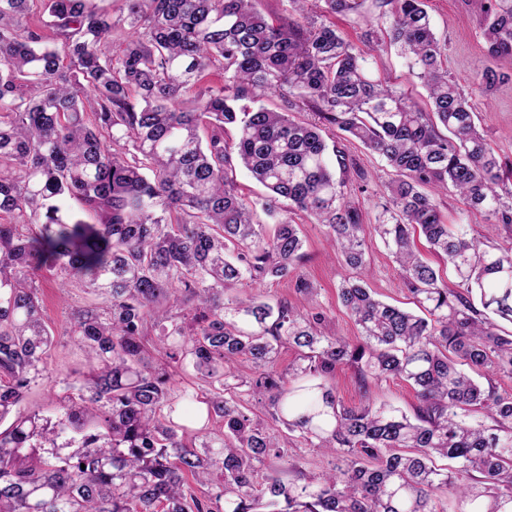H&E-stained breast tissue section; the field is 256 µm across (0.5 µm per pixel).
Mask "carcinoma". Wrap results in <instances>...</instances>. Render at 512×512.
Returning <instances> with one entry per match:
<instances>
[{
	"label": "carcinoma",
	"instance_id": "carcinoma-1",
	"mask_svg": "<svg viewBox=\"0 0 512 512\" xmlns=\"http://www.w3.org/2000/svg\"><path fill=\"white\" fill-rule=\"evenodd\" d=\"M256 2L0 0V512H445L444 488L467 512H512V395L494 386L512 377V334L488 317L512 323V246L481 247L437 201L454 193L511 225L512 189L448 78L426 0H373L388 26L364 38L400 48L428 112L373 77L306 0H289L297 17L277 24ZM322 2L349 16L363 0ZM480 28L495 66L475 90L488 95L512 77V0H487ZM266 92L284 111L237 105ZM295 109L313 120H294ZM344 136L393 172L374 231L414 311L365 286L364 215L347 192L365 173ZM238 167L268 190L267 214L286 200L324 227L351 271L338 297L356 340L323 335L318 307L224 297L305 259L299 225L284 219L269 234L255 220ZM48 275L95 296L70 316L88 372L55 422L21 410L47 371ZM151 330L164 349L155 366ZM285 345L301 360L286 374L276 364ZM180 362L203 382L195 420L222 419V436L174 419L168 368ZM342 366L363 387L410 383L414 415L344 406L330 383ZM264 399L271 427L249 414ZM298 444L338 463L318 479L261 476Z\"/></svg>",
	"mask_w": 512,
	"mask_h": 512
}]
</instances>
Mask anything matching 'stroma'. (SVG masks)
<instances>
[{"label": "stroma", "instance_id": "obj_1", "mask_svg": "<svg viewBox=\"0 0 512 512\" xmlns=\"http://www.w3.org/2000/svg\"><path fill=\"white\" fill-rule=\"evenodd\" d=\"M486 0H428V11L438 35L447 41L448 51L444 61L449 75L466 94L471 95L478 114V124L488 134L504 161L512 163V79L497 85L493 93L483 97L475 94L474 82L482 71L491 66L481 35L480 19ZM370 69L374 75L389 78L394 87L411 90L417 101H424L427 93L418 79L409 74L405 59L396 47L373 52ZM349 152L357 159L367 175L366 185H352L351 195L366 215L367 223H374L386 198L384 184L390 178V169L383 158L367 152L357 141L347 143ZM439 202L449 223L468 225L472 237L481 246L512 243V226L488 223L484 214L473 210L458 196L440 197ZM294 218L305 240L304 262L296 273L310 280L318 290L309 298L295 293L292 278L266 281L259 293L269 303L289 301L306 311L322 308L327 316L324 330L332 336L355 337L358 329L341 305L337 286L348 271L340 254L329 246L321 225L311 223L303 216H292L289 208H282L278 217L259 214L258 219L267 227H274L277 219ZM368 259L372 270L367 280L380 299L406 305L409 294L400 273L382 241L374 234H367ZM43 314L54 331V344L47 359L48 371L38 385L26 394L21 408L24 412L42 416L54 415L64 396L69 395V385L87 372L83 350L64 330L70 314L76 307L91 302L88 288L72 283L59 287L56 279L43 280L40 288ZM333 384L340 399L348 406L365 403L387 404L405 412H413L417 398L415 391L401 379L394 378L370 382L367 389H360L351 368L336 371Z\"/></svg>", "mask_w": 512, "mask_h": 512}]
</instances>
